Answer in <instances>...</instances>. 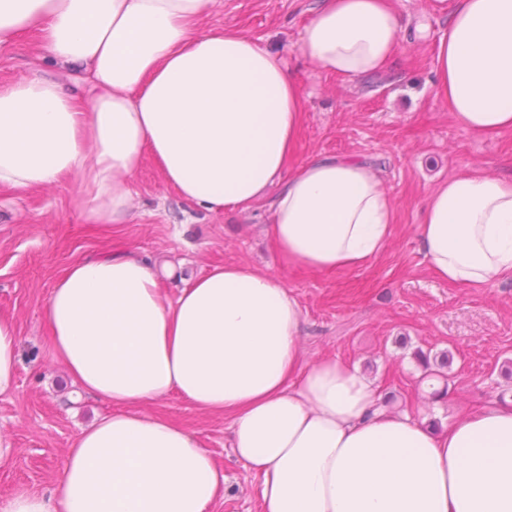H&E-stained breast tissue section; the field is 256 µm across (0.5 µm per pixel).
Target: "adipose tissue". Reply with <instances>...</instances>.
I'll return each instance as SVG.
<instances>
[{
    "instance_id": "obj_1",
    "label": "adipose tissue",
    "mask_w": 512,
    "mask_h": 512,
    "mask_svg": "<svg viewBox=\"0 0 512 512\" xmlns=\"http://www.w3.org/2000/svg\"><path fill=\"white\" fill-rule=\"evenodd\" d=\"M212 0H0V42L29 33L44 59L86 68L76 94L37 76L0 87V189L70 182L83 223L111 246L66 266L44 307L51 359L109 405L80 429L52 491L0 512H210L224 471L200 438L149 407L178 394L230 420L260 476V512H512V403L431 429L357 368L303 357V313L266 269L216 265L177 294L169 260L114 243L135 221L145 159L191 207L240 214L271 199L263 228L281 263L361 267L389 241L396 206L356 158L297 161L304 95L281 53L234 28L201 29ZM396 0H318L300 49L353 83L391 67ZM435 95L475 137L512 132V0H454L436 45ZM417 234L434 274L479 288L512 279V180L475 171L427 198ZM0 311V394L19 364Z\"/></svg>"
}]
</instances>
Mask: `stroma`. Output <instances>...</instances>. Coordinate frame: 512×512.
<instances>
[{
    "label": "stroma",
    "instance_id": "stroma-1",
    "mask_svg": "<svg viewBox=\"0 0 512 512\" xmlns=\"http://www.w3.org/2000/svg\"><path fill=\"white\" fill-rule=\"evenodd\" d=\"M316 0H215L205 28L238 29L283 52L305 97L298 158L354 156L373 164L397 202L386 251L353 270L315 274L279 262L262 233L269 204L246 216L203 213L188 206L145 161L133 192L141 217L123 225L120 241L141 253L184 262L203 274L216 264L269 270L302 309L306 360L357 367L390 406L421 423L448 425L461 414L512 400V281L464 288L431 271L416 236L429 194L448 177L481 169L512 179V133L473 138L448 117L432 86L434 44L447 29L451 0H400L406 43L389 70L355 85L317 70L299 46ZM61 78L84 93L90 77L61 73L41 59L38 40L0 43V86L34 75ZM101 239L70 205L65 184L0 190V309L12 313L20 337L17 386L0 396V433L15 459L0 464V499L15 489L51 488L72 438L107 405L71 404L73 387L45 349L43 308L57 274L91 255ZM448 352V393L428 397L415 349ZM197 434L223 468L224 498L212 512H259L257 474L229 446V423L197 411L177 395L152 405Z\"/></svg>",
    "mask_w": 512,
    "mask_h": 512
}]
</instances>
